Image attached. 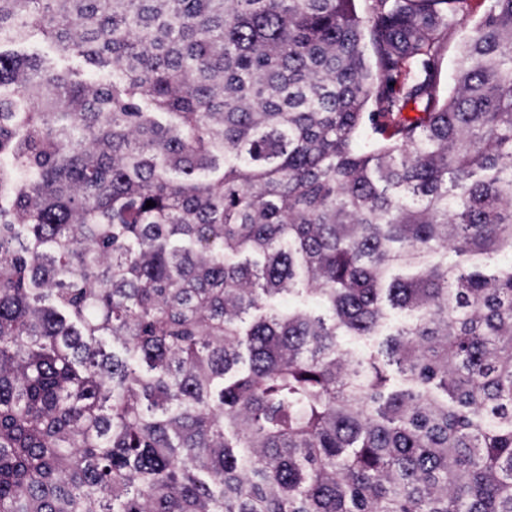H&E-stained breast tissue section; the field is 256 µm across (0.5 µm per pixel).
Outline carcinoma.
I'll return each mask as SVG.
<instances>
[{
    "label": "carcinoma",
    "mask_w": 512,
    "mask_h": 512,
    "mask_svg": "<svg viewBox=\"0 0 512 512\" xmlns=\"http://www.w3.org/2000/svg\"><path fill=\"white\" fill-rule=\"evenodd\" d=\"M362 2L0 0V512H512V0ZM489 5L490 1L488 0H472L473 9L471 13L458 22L455 30L448 39V47L444 52L439 76V92L441 95H447L448 88L453 84L455 55L459 42L468 34L475 21L484 14ZM25 50L28 52H37L48 56L60 64L63 68L80 69L83 67L82 63L77 59H64L60 57L56 53L55 49L39 36L32 39V41L25 46Z\"/></svg>",
    "instance_id": "carcinoma-1"
}]
</instances>
